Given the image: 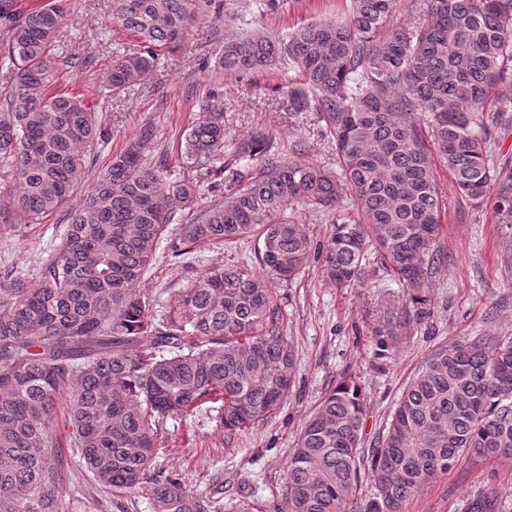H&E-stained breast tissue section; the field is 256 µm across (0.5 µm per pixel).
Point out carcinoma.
Wrapping results in <instances>:
<instances>
[{
    "label": "carcinoma",
    "instance_id": "cac0c4a2",
    "mask_svg": "<svg viewBox=\"0 0 512 512\" xmlns=\"http://www.w3.org/2000/svg\"><path fill=\"white\" fill-rule=\"evenodd\" d=\"M66 0L18 8L0 0V166L6 198L27 223L66 208L88 175L85 149L108 129L78 95L53 93L54 47ZM140 49L112 57L104 82L141 84L159 52L224 8L223 0H113ZM399 0H349L346 12L280 39L258 28L224 39L217 73L284 65L300 82L287 110L317 114L336 169L285 159L257 133L229 141L224 112L198 97L185 138L195 171L174 177L141 137L112 155L62 243L35 280L11 271L0 288V512H62V471L52 454L53 413L65 397L74 462L109 491L143 493L152 512H224L177 474L156 467L167 418L218 400L219 424L242 431L269 417L296 374L293 344L271 280H290L311 254L338 288L362 280L374 260L407 291L413 316L427 314L441 200L422 127L431 129L461 198L492 203L512 224V163L489 144L512 112V0H424L411 23L389 26ZM252 167L246 175L224 162ZM223 200L191 218L203 192ZM303 209L332 218L314 245L297 224ZM171 224L175 236L163 239ZM256 238L260 274L217 264L158 313L140 284L161 241L174 258L199 242ZM365 398L340 381L306 422L288 459L283 512H400L420 487L465 453L512 456V341L476 336L427 360L400 395L377 445L363 447ZM496 491L465 512H502Z\"/></svg>",
    "mask_w": 512,
    "mask_h": 512
}]
</instances>
